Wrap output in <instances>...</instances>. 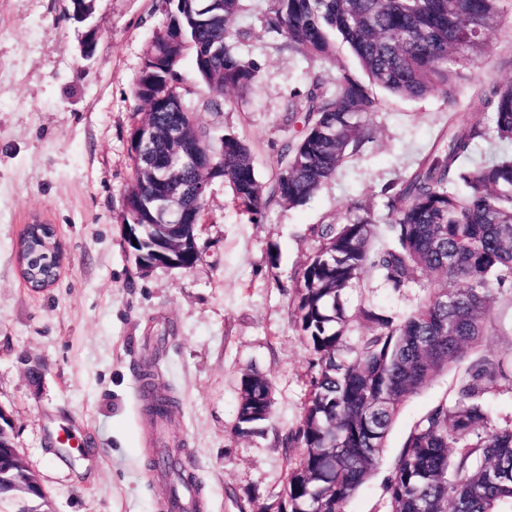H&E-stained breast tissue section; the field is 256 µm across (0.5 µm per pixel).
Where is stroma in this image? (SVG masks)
I'll return each instance as SVG.
<instances>
[{
    "label": "stroma",
    "mask_w": 512,
    "mask_h": 512,
    "mask_svg": "<svg viewBox=\"0 0 512 512\" xmlns=\"http://www.w3.org/2000/svg\"><path fill=\"white\" fill-rule=\"evenodd\" d=\"M501 6L485 53L461 71L456 102L440 91L413 100L379 92L383 106L368 119L372 137L360 153L306 204L271 205L258 224L242 219L214 179L193 268L141 273L123 247V199L134 80L163 14L155 0H97L103 25L86 60L61 0H0V409L49 512H164L169 481L149 460L180 442L196 463L199 512H262L275 501L300 454L282 439L300 420L311 376L294 274L319 245L316 228L343 221L352 203L383 213L382 189L414 168L449 113L463 111L474 79L512 82V0ZM232 27L249 33L239 49L257 64L258 86L245 98L225 93L221 110L200 111L199 121L212 139L246 141L265 181L302 130L289 99L314 74L333 79L336 65L280 49L257 0ZM29 224L52 225L64 254L57 282L36 291L17 258ZM154 356L177 400L163 427L149 420L136 386L139 366ZM250 370L270 381L272 412L258 432L239 436ZM456 377L439 374L404 402L379 469L346 512H388L385 483L410 428L452 396ZM64 433L80 449L60 447Z\"/></svg>",
    "instance_id": "35a3bbf8"
}]
</instances>
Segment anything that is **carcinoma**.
Segmentation results:
<instances>
[{"instance_id": "cac0c4a2", "label": "carcinoma", "mask_w": 512, "mask_h": 512, "mask_svg": "<svg viewBox=\"0 0 512 512\" xmlns=\"http://www.w3.org/2000/svg\"><path fill=\"white\" fill-rule=\"evenodd\" d=\"M165 16L144 49L134 95L146 106L130 132L132 183L124 197V223L138 224L135 259L158 260L165 238L180 233L157 214L154 167L168 150L167 129L181 127L197 165L171 173L184 191L192 224L205 222L196 190L222 178L240 214L254 223L272 203L305 204L369 139L367 118L381 108L373 88L417 99L433 91L453 97L457 66L472 64L486 33L501 18V0H264L266 30L283 46L336 63V42L349 46L366 75L343 66L332 86L314 75L306 94L289 103L303 113L301 135L285 143L277 172L259 178L249 145L228 133L210 139L181 74L191 56L196 80L208 96L196 101L221 108L224 91L245 94L258 68L239 51L247 32L233 31L243 0H157ZM155 128L153 154L139 148L140 128ZM512 143V83L477 81L465 110L448 115L415 168L384 189L385 215L358 201L339 224L317 229L319 246L297 272L298 323L312 354L313 374L295 430L283 439L301 449L269 512H345L349 499L373 476L401 406L451 366L462 367L454 398L435 404L411 428L386 483L390 512H512V421L496 423L490 390L512 388V350L481 355L498 293L512 284V155L477 165L478 140ZM392 291L420 288L424 298L408 314L350 295L366 273ZM367 333L342 354L350 322ZM147 411L171 419L175 398L157 382V361L146 362ZM271 413V384L251 371L242 376L236 431L255 432ZM13 426L0 423V499L23 503L19 512L47 505L38 478L13 444ZM153 467L170 477L169 508H180L195 485L194 458L166 448ZM40 501L37 506L34 501Z\"/></svg>"}]
</instances>
